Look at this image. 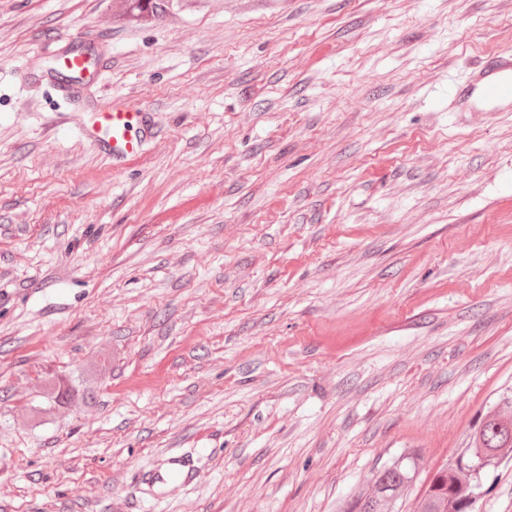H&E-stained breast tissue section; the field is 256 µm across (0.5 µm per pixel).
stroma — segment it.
Listing matches in <instances>:
<instances>
[{
    "mask_svg": "<svg viewBox=\"0 0 512 512\" xmlns=\"http://www.w3.org/2000/svg\"><path fill=\"white\" fill-rule=\"evenodd\" d=\"M488 52L512 0H0V512H338L413 453L415 512L512 385V112L448 108ZM115 99L131 162L79 132ZM210 0H112V19L125 24H147L173 11L197 12ZM63 61L64 64L60 68V71L64 76H60L59 74L51 75L48 73L44 78L50 82L63 97H68L74 87L80 84L78 82L85 78H80L82 77L81 73L84 68V62L80 52L67 55ZM196 466L192 459L178 452L170 455L161 465L142 476L141 482L158 495L174 484L190 485L195 477Z\"/></svg>",
    "mask_w": 512,
    "mask_h": 512,
    "instance_id": "1",
    "label": "stroma"
}]
</instances>
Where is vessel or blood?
I'll return each instance as SVG.
<instances>
[{
	"label": "vessel or blood",
	"instance_id": "obj_1",
	"mask_svg": "<svg viewBox=\"0 0 512 512\" xmlns=\"http://www.w3.org/2000/svg\"><path fill=\"white\" fill-rule=\"evenodd\" d=\"M83 68L81 54L71 53L65 58L60 73L51 75L49 81L58 93L69 96L78 84ZM453 100L458 106L470 110L505 112L511 109L512 56L486 55L471 79L455 88ZM143 127L142 113L136 112L129 103L119 101L96 113L93 121L80 126L79 131L105 154L125 159L137 151L138 142L132 137L133 131ZM195 472L193 460L176 452L148 471L142 482L160 493L175 484L190 485Z\"/></svg>",
	"mask_w": 512,
	"mask_h": 512
}]
</instances>
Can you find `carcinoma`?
Returning a JSON list of instances; mask_svg holds the SVG:
<instances>
[{"label": "carcinoma", "instance_id": "cac0c4a2", "mask_svg": "<svg viewBox=\"0 0 512 512\" xmlns=\"http://www.w3.org/2000/svg\"><path fill=\"white\" fill-rule=\"evenodd\" d=\"M210 0H112V19L147 24L173 11L197 12ZM512 454V388L498 397L496 411L481 419L471 446L442 465L429 479L417 512H471L482 494L483 476ZM417 458L404 455L374 471L365 491L342 504L339 512H394L412 484Z\"/></svg>", "mask_w": 512, "mask_h": 512}]
</instances>
